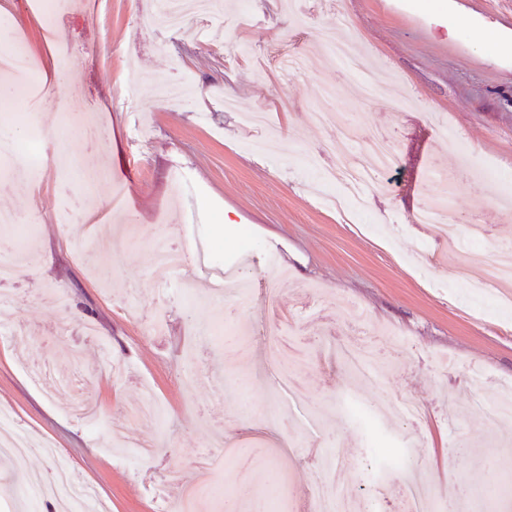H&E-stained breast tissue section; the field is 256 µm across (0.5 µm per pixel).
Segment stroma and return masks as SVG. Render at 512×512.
<instances>
[{
  "label": "stroma",
  "instance_id": "1",
  "mask_svg": "<svg viewBox=\"0 0 512 512\" xmlns=\"http://www.w3.org/2000/svg\"><path fill=\"white\" fill-rule=\"evenodd\" d=\"M160 2L75 0L43 15L32 0H6L0 15L8 43L27 51L0 82V100L27 88L0 111V137L25 146L35 117L49 154L103 175L88 190L54 166L0 195V208L24 218L0 242L27 241L35 257L0 283L16 296L0 307V410L57 451L0 463V512H39L33 482L61 465L94 486L105 512H168L193 492L204 512H224L226 498L280 473L295 510L324 481L362 507L376 448L408 443L421 463L415 479L454 481L472 512H497L498 489L512 482L498 464L512 455V425L489 427L479 400L512 384V311L472 294L413 214L452 179V220L482 228L472 245L490 256L512 246V45L495 40L512 34V0H457L453 16L448 0H218L176 34L154 28ZM324 29L359 44L383 93H344L316 38ZM295 51L304 65L294 73L283 60ZM324 89L336 105L317 125L310 114L323 109ZM349 111L399 157L352 214L308 187L335 165L336 118ZM89 118L103 139L75 135ZM161 236L215 256L159 287L150 242ZM80 240L89 257L76 256ZM269 252L281 273L265 271ZM235 268L247 271L251 296L225 322L212 280ZM351 304L387 364L376 389L358 388L330 350L360 341ZM19 326L23 345L10 334ZM36 365L50 368L55 394L32 377ZM198 370L210 385L185 391L183 376ZM285 372L302 400L279 386ZM148 392L162 422L132 415ZM352 394L374 408L409 399L427 418L367 425L345 409ZM116 430L124 445L114 452ZM292 437L290 455L282 445ZM312 448L334 468H320ZM205 457L223 460L222 496L204 492Z\"/></svg>",
  "mask_w": 512,
  "mask_h": 512
}]
</instances>
